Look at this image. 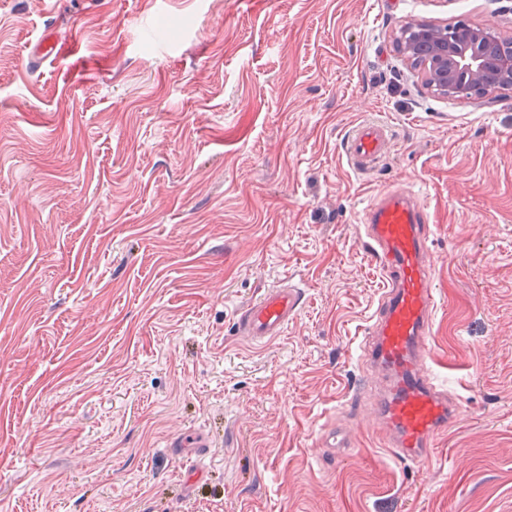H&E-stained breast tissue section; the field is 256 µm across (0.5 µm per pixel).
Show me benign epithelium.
<instances>
[{
	"label": "benign epithelium",
	"mask_w": 512,
	"mask_h": 512,
	"mask_svg": "<svg viewBox=\"0 0 512 512\" xmlns=\"http://www.w3.org/2000/svg\"><path fill=\"white\" fill-rule=\"evenodd\" d=\"M422 43L433 58L432 67L424 70L427 88L450 97L477 94L473 78L492 67L504 81L512 82V49L503 45L491 27H463V32L448 34L447 26L433 25L418 33L417 41L402 37L400 51L409 54L415 43Z\"/></svg>",
	"instance_id": "7a95c632"
}]
</instances>
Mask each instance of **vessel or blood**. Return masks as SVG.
<instances>
[{
    "instance_id": "b4317fda",
    "label": "vessel or blood",
    "mask_w": 512,
    "mask_h": 512,
    "mask_svg": "<svg viewBox=\"0 0 512 512\" xmlns=\"http://www.w3.org/2000/svg\"><path fill=\"white\" fill-rule=\"evenodd\" d=\"M72 42L45 37L34 46L42 59L69 52ZM390 126L367 120L348 133L343 153L361 174L377 168L391 142ZM360 232L368 239L382 277V290L365 331L363 363L375 378L368 409L379 425L387 453L404 462L430 457L437 438L456 420L460 402L436 381L428 339L436 307L427 243L431 217L406 189L386 186L367 208ZM295 288L281 283L246 305L236 321L238 335L264 343L284 333L298 311ZM319 445L327 457L352 447L350 431L325 429Z\"/></svg>"
}]
</instances>
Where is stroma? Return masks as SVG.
<instances>
[{
  "label": "stroma",
  "mask_w": 512,
  "mask_h": 512,
  "mask_svg": "<svg viewBox=\"0 0 512 512\" xmlns=\"http://www.w3.org/2000/svg\"><path fill=\"white\" fill-rule=\"evenodd\" d=\"M512 0H0V512H512V89L425 88L404 25ZM81 40L40 62L43 30ZM392 131L359 175L340 143ZM427 205L433 456L319 448L359 380L386 185ZM302 302L256 347L240 310ZM202 448H173L175 431ZM298 307V293L287 282L268 288L240 311L236 333L257 344L265 343L284 333Z\"/></svg>",
  "instance_id": "1"
}]
</instances>
